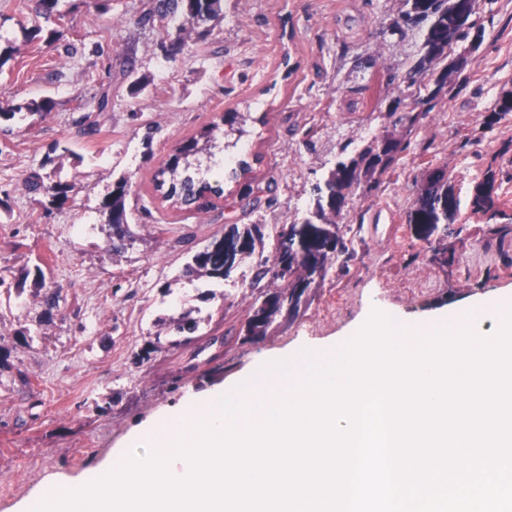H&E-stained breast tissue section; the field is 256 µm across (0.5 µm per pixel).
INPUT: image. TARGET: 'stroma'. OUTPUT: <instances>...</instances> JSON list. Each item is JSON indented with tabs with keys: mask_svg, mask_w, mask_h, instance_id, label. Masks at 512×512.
Returning a JSON list of instances; mask_svg holds the SVG:
<instances>
[{
	"mask_svg": "<svg viewBox=\"0 0 512 512\" xmlns=\"http://www.w3.org/2000/svg\"><path fill=\"white\" fill-rule=\"evenodd\" d=\"M143 0H60L63 19L34 12L36 0H0V512H18L56 477L76 478L108 458L130 433L180 405L187 392L225 388L260 363L344 341L375 306L422 319L477 299L512 296V240H486L470 197L487 167L512 201V113L492 127L482 117L512 91V0H482L478 48L456 47L465 63L443 107L413 130L394 171L358 189L338 222L349 270L331 271L304 315L260 340L246 339L260 295L242 265L202 300L200 283L180 279L184 263L230 224L281 228L303 220L342 148L391 128L392 108L416 105L405 76L419 28L385 33L403 0H223L199 38L181 34L168 58L156 27L139 21ZM134 71L122 76L127 58ZM110 111L96 108L101 94ZM49 97L53 112H23ZM232 109L256 125L244 137L251 173L224 182L207 208L183 207L154 192V172L176 144ZM90 117L98 128L81 135ZM153 131L151 150L142 139ZM52 164H44L45 155ZM442 168L460 202L465 240L453 278L429 261L408 213L427 169ZM131 185L130 241L108 251L99 203L118 177ZM62 178L68 203L50 205L23 188ZM60 291L45 312L36 272ZM219 319L221 373H186L212 348L163 347L140 361L158 317L185 310ZM29 342H14L18 331Z\"/></svg>",
	"mask_w": 512,
	"mask_h": 512,
	"instance_id": "1",
	"label": "stroma"
}]
</instances>
